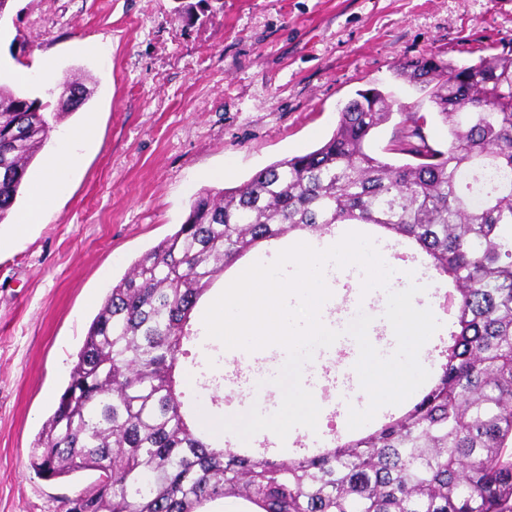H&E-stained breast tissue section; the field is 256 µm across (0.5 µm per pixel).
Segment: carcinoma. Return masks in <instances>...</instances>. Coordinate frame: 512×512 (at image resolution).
Returning a JSON list of instances; mask_svg holds the SVG:
<instances>
[{
    "label": "carcinoma",
    "instance_id": "obj_1",
    "mask_svg": "<svg viewBox=\"0 0 512 512\" xmlns=\"http://www.w3.org/2000/svg\"><path fill=\"white\" fill-rule=\"evenodd\" d=\"M397 71L430 89L447 151L407 112L391 151L413 161L370 152L392 104L360 91L321 146L200 193L112 286L31 449L43 477L100 472L65 512H208L224 497L252 512H512V49L468 66L428 54ZM59 89L81 96L58 98L56 118L90 98L82 80ZM45 108L0 84V222L47 140ZM337 224L411 239L451 279L441 373L404 413L318 454L284 463L207 443L175 377L206 287L262 241Z\"/></svg>",
    "mask_w": 512,
    "mask_h": 512
}]
</instances>
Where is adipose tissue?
<instances>
[{
  "instance_id": "ef3b65f1",
  "label": "adipose tissue",
  "mask_w": 512,
  "mask_h": 512,
  "mask_svg": "<svg viewBox=\"0 0 512 512\" xmlns=\"http://www.w3.org/2000/svg\"><path fill=\"white\" fill-rule=\"evenodd\" d=\"M94 134L93 125L88 123L73 129L69 138L59 144L55 156L48 162L42 176L33 186L30 209L21 214L13 226V239L26 237L31 226L40 220L48 203L60 189L61 173L77 164L78 147L93 139Z\"/></svg>"
}]
</instances>
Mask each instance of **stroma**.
Returning <instances> with one entry per match:
<instances>
[{
    "label": "stroma",
    "mask_w": 512,
    "mask_h": 512,
    "mask_svg": "<svg viewBox=\"0 0 512 512\" xmlns=\"http://www.w3.org/2000/svg\"><path fill=\"white\" fill-rule=\"evenodd\" d=\"M510 47L512 0H9L0 64L28 74L14 90L49 101L35 69L47 55L58 79L86 77L91 96L52 123L0 235L30 206L58 139L88 122L95 138L43 220L0 251V512H60L98 479L44 478L30 450L112 285L178 229L197 193L312 151L369 88L423 115L428 144L446 150L447 127L398 62L436 52L467 66ZM223 288L216 279L198 303L201 335L178 372L184 403L231 417L251 408V380L227 391L224 348L202 333ZM342 393L330 377L320 394L323 432L339 440L350 409L369 404ZM248 446L281 461L314 451L306 431H261Z\"/></svg>",
    "instance_id": "obj_1"
}]
</instances>
